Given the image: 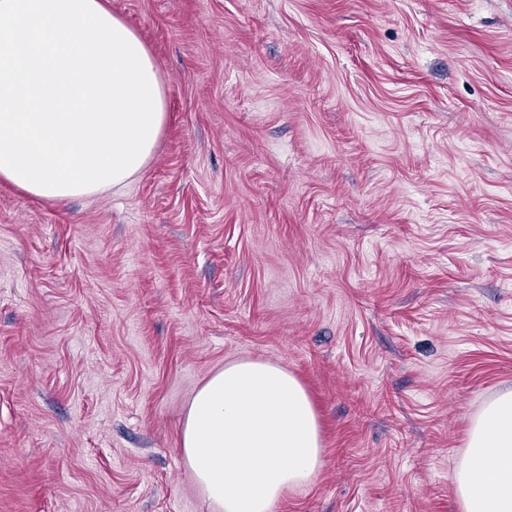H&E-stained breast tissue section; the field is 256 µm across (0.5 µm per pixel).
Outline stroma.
<instances>
[{
	"label": "stroma",
	"mask_w": 512,
	"mask_h": 512,
	"mask_svg": "<svg viewBox=\"0 0 512 512\" xmlns=\"http://www.w3.org/2000/svg\"><path fill=\"white\" fill-rule=\"evenodd\" d=\"M165 82L154 159L0 185V512H216L195 392L280 364L323 465L273 512H460L512 388V0H112Z\"/></svg>",
	"instance_id": "obj_1"
}]
</instances>
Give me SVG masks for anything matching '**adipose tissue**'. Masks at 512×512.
<instances>
[{"mask_svg": "<svg viewBox=\"0 0 512 512\" xmlns=\"http://www.w3.org/2000/svg\"><path fill=\"white\" fill-rule=\"evenodd\" d=\"M166 117L150 51L110 0H0V182L48 201L125 186L153 159ZM180 446L218 512H272L323 464L307 391L260 359L209 376ZM453 483L461 512H512V389L471 417Z\"/></svg>", "mask_w": 512, "mask_h": 512, "instance_id": "1", "label": "adipose tissue"}]
</instances>
